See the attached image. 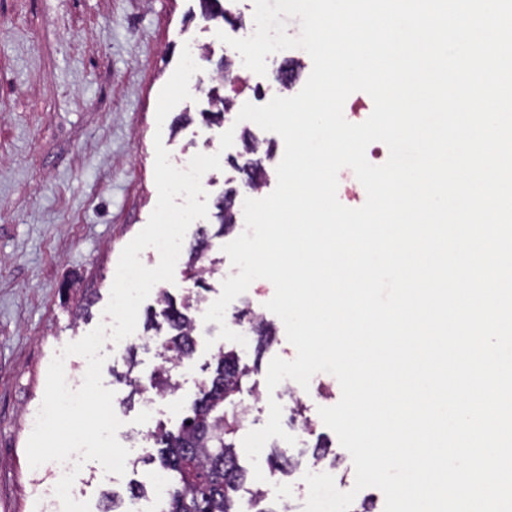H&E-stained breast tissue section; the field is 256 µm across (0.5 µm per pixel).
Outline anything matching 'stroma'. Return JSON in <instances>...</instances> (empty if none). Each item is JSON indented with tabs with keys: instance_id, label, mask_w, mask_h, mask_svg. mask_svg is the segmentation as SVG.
Here are the masks:
<instances>
[{
	"instance_id": "1",
	"label": "stroma",
	"mask_w": 512,
	"mask_h": 512,
	"mask_svg": "<svg viewBox=\"0 0 512 512\" xmlns=\"http://www.w3.org/2000/svg\"><path fill=\"white\" fill-rule=\"evenodd\" d=\"M227 28L223 19L204 20L200 0H0V512H39L43 487L65 469L57 462L39 473L30 469V416L42 403L54 355L98 325L120 254L156 206L155 138H162L175 165L199 153H220V169L205 175L209 205L225 192L243 193L240 167L251 159L266 171L269 185L277 183L282 138L259 133L261 146L251 154L245 149L249 129L237 122L236 112L212 118L213 100L224 93L216 65L232 52L216 33ZM191 41L207 47L202 70L208 80L203 91L157 123L159 93ZM229 129L234 144L220 150L219 137ZM216 225L210 216L185 235L190 244L199 228L208 229L204 254L214 274L200 284L177 267L168 286L173 297L198 293L213 301L220 295L231 267L222 247L233 236L216 235ZM273 295L268 281L248 288L225 315L230 322L246 309L276 328L263 356L250 346L239 352L252 368L236 396L247 411V431L265 425L269 400L289 404L285 385L271 392L265 382L273 357L296 356L282 321L265 307ZM218 331L214 323L201 326L192 357L171 367L175 400L159 403L150 430L176 429L210 376L215 351L234 348L218 339ZM209 338L215 341L210 350ZM127 348L128 355L108 356L102 378L115 393L114 409L136 426L142 422L141 397L116 376L132 371L146 388L164 360L161 346L141 328ZM319 442L327 446L325 466L353 471L350 454L324 423L300 447L270 439L259 458L265 480L248 478L238 494L240 512H252L250 492L258 487L275 512L287 501L303 508V475L313 468ZM275 449L298 459L299 468L272 465L267 455ZM129 458L125 475L117 478L97 462L85 463L74 485L90 512H100L104 494L127 495L130 484L149 482L162 471L155 441L131 449Z\"/></svg>"
}]
</instances>
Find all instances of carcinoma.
<instances>
[{
    "label": "carcinoma",
    "mask_w": 512,
    "mask_h": 512,
    "mask_svg": "<svg viewBox=\"0 0 512 512\" xmlns=\"http://www.w3.org/2000/svg\"><path fill=\"white\" fill-rule=\"evenodd\" d=\"M231 202V197L224 196L218 235L234 227ZM206 240V232H200L187 262V272L201 283L205 276L214 273V269L198 265ZM200 301L198 295L177 300L167 291L160 293L157 302L161 306V319L149 318L145 330L162 338L161 347L168 353L166 362L177 364L194 353L197 330L194 312ZM252 324L260 353L271 344L275 328L265 321L254 320ZM249 374L250 369L240 363L235 351H218L201 397L191 405L178 430L161 429L156 434V442L161 445L160 464L174 481L162 512H239L237 493L246 483L247 470L239 463L236 446L243 414L236 395ZM151 388L173 392L177 385L171 381L168 369L161 367Z\"/></svg>",
    "instance_id": "obj_1"
}]
</instances>
